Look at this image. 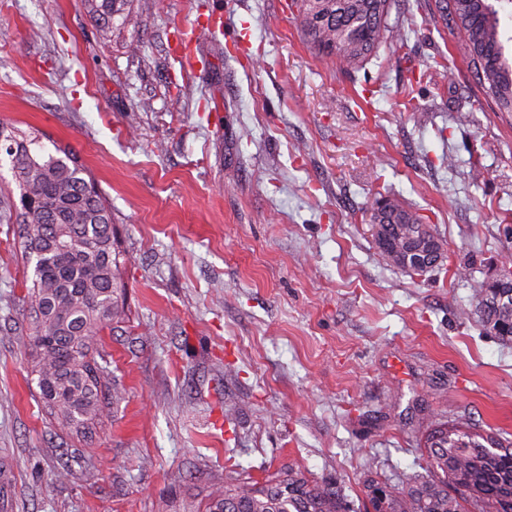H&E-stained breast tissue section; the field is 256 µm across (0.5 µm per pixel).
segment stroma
Returning a JSON list of instances; mask_svg holds the SVG:
<instances>
[{"label": "stroma", "instance_id": "35a3bbf8", "mask_svg": "<svg viewBox=\"0 0 512 512\" xmlns=\"http://www.w3.org/2000/svg\"><path fill=\"white\" fill-rule=\"evenodd\" d=\"M215 9L223 31L183 70L179 28ZM433 10L393 0L403 46L346 72L291 0H129L107 34L90 0H0V122L78 154L126 253L123 312L95 342L122 395L82 440L32 378L0 154V512H203L229 472L297 466L355 495L425 474L431 423L512 435V342L453 276L512 254V112ZM382 195L426 218L443 265L385 259Z\"/></svg>", "mask_w": 512, "mask_h": 512}]
</instances>
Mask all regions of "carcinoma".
<instances>
[{
	"label": "carcinoma",
	"mask_w": 512,
	"mask_h": 512,
	"mask_svg": "<svg viewBox=\"0 0 512 512\" xmlns=\"http://www.w3.org/2000/svg\"><path fill=\"white\" fill-rule=\"evenodd\" d=\"M128 0H98L96 20L108 26L124 15ZM308 41L344 70L363 67L385 34L391 0H294ZM438 16L462 34L461 55L473 65L500 112H512V0H435ZM19 197L33 206L20 212L26 262L33 266L27 299L33 314L32 374L50 415L73 431L90 429L98 407L112 398L93 337L118 317L124 283V254L115 239L112 210L85 178L78 156L46 142L35 131L0 124ZM395 261L421 240L436 238L419 213L395 199L387 216ZM472 300L483 327L512 342V286L497 292L503 307H481L483 282L472 280ZM428 474L396 482L370 481L359 503L339 486L301 470L276 474L263 483L230 477L212 494L205 512H512V441L482 434L463 423L439 422L427 437Z\"/></svg>",
	"instance_id": "carcinoma-1"
}]
</instances>
